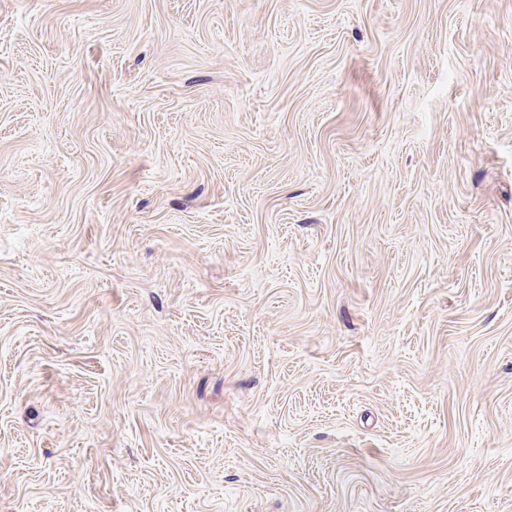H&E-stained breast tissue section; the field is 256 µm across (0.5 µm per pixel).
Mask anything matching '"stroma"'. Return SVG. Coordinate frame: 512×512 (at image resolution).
<instances>
[{
    "mask_svg": "<svg viewBox=\"0 0 512 512\" xmlns=\"http://www.w3.org/2000/svg\"><path fill=\"white\" fill-rule=\"evenodd\" d=\"M0 512H512V0H0Z\"/></svg>",
    "mask_w": 512,
    "mask_h": 512,
    "instance_id": "obj_1",
    "label": "stroma"
}]
</instances>
